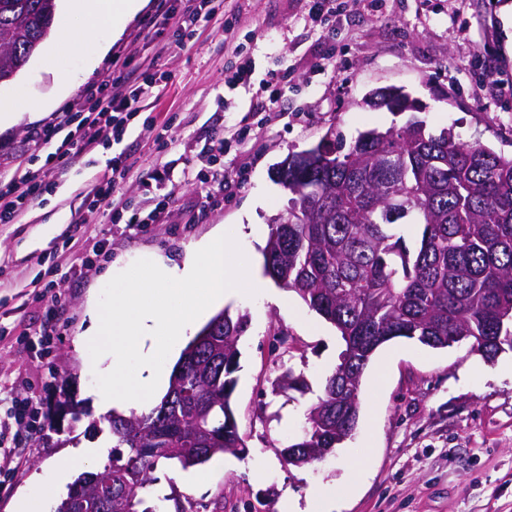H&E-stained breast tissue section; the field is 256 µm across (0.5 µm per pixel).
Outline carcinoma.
Returning <instances> with one entry per match:
<instances>
[{"label":"carcinoma","instance_id":"carcinoma-1","mask_svg":"<svg viewBox=\"0 0 512 512\" xmlns=\"http://www.w3.org/2000/svg\"><path fill=\"white\" fill-rule=\"evenodd\" d=\"M55 0H0V83L13 79L51 30ZM372 97L409 112L400 88ZM291 194L288 223L270 219L265 274L332 323L345 349L305 418L286 465L318 460L359 419V388L375 351L395 339L441 349L465 340L487 361L512 350V157L478 141L438 134L423 121L364 130L346 141L328 131L275 168ZM420 239L408 246L412 227ZM244 314L216 313L183 349L159 404L147 413L113 411L108 462L81 472L52 512H209L176 492L143 507L163 460L182 468L238 453L245 443L231 407ZM300 390L284 372L273 381Z\"/></svg>","mask_w":512,"mask_h":512}]
</instances>
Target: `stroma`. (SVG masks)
Masks as SVG:
<instances>
[{
    "mask_svg": "<svg viewBox=\"0 0 512 512\" xmlns=\"http://www.w3.org/2000/svg\"><path fill=\"white\" fill-rule=\"evenodd\" d=\"M157 0L127 25L94 70L80 57L46 61L37 52L0 97L22 96L40 107L0 130V176L24 169L32 133L62 113L83 106L82 92L108 72L158 59L165 78L140 118L121 140L104 133L81 162L52 170V193L14 224H0V396L14 381L40 407L41 432L22 454L13 476L0 485V512L47 479L76 447L111 445L92 429L100 413L93 392L101 379L97 356L83 343L90 309L105 300L112 266L137 274L140 256L181 262L217 229L267 224L286 212L290 194L272 173L289 152L308 148L335 130L345 137L386 128L405 118L365 105L375 89L395 86L426 104L422 117L433 132L452 129L512 155V40L503 27L506 0H352L341 15L309 16V0H222L196 34L176 42L172 26L157 22ZM165 55H158L160 46ZM253 70L246 91H231L224 76L241 61ZM291 88L276 105L268 95L282 73ZM72 78L61 91L60 74ZM171 121L178 151L192 171L210 174L208 185L175 178L155 182L148 169L170 159L156 140L157 121ZM223 140L213 159L205 145ZM129 158L116 196L144 211L166 195L175 202L138 230L116 219L112 206L88 208L95 182L110 175V160ZM242 172L220 185L214 171ZM61 299L63 313L48 356H41L39 327L47 306ZM251 319L240 343V369L231 402L245 452L205 464V484L174 463L155 472L158 489L197 500L224 497V512H280L285 498H304L319 484L341 512H512V351L485 362L464 343L433 349L392 340L374 353L362 379L361 414L353 435L323 462L284 464L281 452L299 437L304 415L321 394L342 350L333 325L296 296L287 308L249 297L225 302ZM290 335L276 345L275 333ZM293 370L308 390L279 391L273 380ZM79 414L57 416L62 389Z\"/></svg>",
    "mask_w": 512,
    "mask_h": 512,
    "instance_id": "obj_1",
    "label": "stroma"
}]
</instances>
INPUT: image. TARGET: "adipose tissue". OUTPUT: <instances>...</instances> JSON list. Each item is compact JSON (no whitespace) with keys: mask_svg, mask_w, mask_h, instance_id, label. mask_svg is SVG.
Here are the masks:
<instances>
[{"mask_svg":"<svg viewBox=\"0 0 512 512\" xmlns=\"http://www.w3.org/2000/svg\"><path fill=\"white\" fill-rule=\"evenodd\" d=\"M142 2L65 0L61 33L48 51L49 58L79 53L86 68L94 69ZM260 232L259 225L240 224L201 241L182 262L170 264L150 256L143 260L139 276L113 274L111 297L96 310V324L84 338L99 350L94 366L102 383L94 396L100 411L150 402L166 385L165 364L193 334L196 320L212 306L238 297L240 282H248L254 298L283 303L281 294L250 278L236 262L242 242L258 238ZM91 454L88 448L75 449L39 492L17 499L15 512H45L49 499L63 489L70 466L87 462Z\"/></svg>","mask_w":512,"mask_h":512,"instance_id":"ef3b65f1","label":"adipose tissue"}]
</instances>
